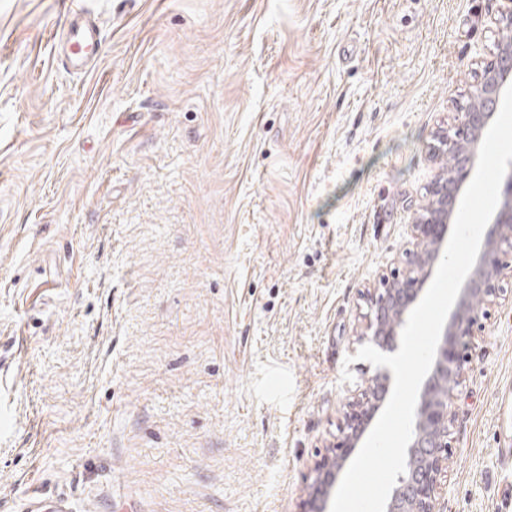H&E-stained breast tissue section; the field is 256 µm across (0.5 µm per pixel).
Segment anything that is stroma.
<instances>
[{"instance_id":"stroma-1","label":"stroma","mask_w":512,"mask_h":512,"mask_svg":"<svg viewBox=\"0 0 512 512\" xmlns=\"http://www.w3.org/2000/svg\"><path fill=\"white\" fill-rule=\"evenodd\" d=\"M500 6L0 0V512H300ZM474 343L441 512L512 503V295ZM69 52L64 56L69 68L86 72L90 55H97L100 48V34L97 22L83 8L73 11L67 18L62 30Z\"/></svg>"}]
</instances>
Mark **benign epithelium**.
I'll return each mask as SVG.
<instances>
[{
  "instance_id": "7a95c632",
  "label": "benign epithelium",
  "mask_w": 512,
  "mask_h": 512,
  "mask_svg": "<svg viewBox=\"0 0 512 512\" xmlns=\"http://www.w3.org/2000/svg\"><path fill=\"white\" fill-rule=\"evenodd\" d=\"M512 84V40L499 45L494 59L480 73L478 96L456 113L448 129L433 135L430 153L448 158L432 181L426 204L411 225L412 248L402 267L381 276L366 289L361 339L382 349L394 346L445 251L448 229L461 191L476 166L485 130L491 125L505 88ZM512 274V177L484 236L480 257L460 290L445 326L434 363L425 377L416 405L406 468L397 479L386 512H439L440 478L452 448V404L473 358L475 336L489 307L502 296V282ZM390 376L380 370L345 402L343 421L332 449L314 464L313 480L300 512H326V501L348 458L368 432L389 392Z\"/></svg>"
}]
</instances>
